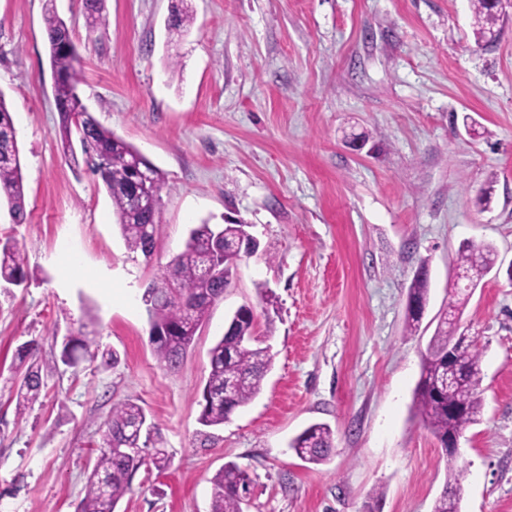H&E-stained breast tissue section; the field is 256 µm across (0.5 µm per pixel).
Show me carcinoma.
I'll return each instance as SVG.
<instances>
[{
  "mask_svg": "<svg viewBox=\"0 0 512 512\" xmlns=\"http://www.w3.org/2000/svg\"><path fill=\"white\" fill-rule=\"evenodd\" d=\"M173 4L168 29L178 35L193 24V14ZM104 0H84L92 27L106 24ZM476 29L475 41L484 42L488 31L499 20L490 0H472ZM50 63L55 73L54 97L58 107V130L63 153L76 158V149L93 153L98 159L94 174L99 177L112 201V213L129 253L150 259L154 241L148 236V225L160 224L164 180L152 168L153 182L149 190L156 204L138 207L131 191L138 173L130 160L140 152L112 131L100 125L93 116L77 128L76 116L85 108L78 89L75 50L66 22L54 11L46 18ZM0 198L5 199L14 224L26 221V205L19 148L13 117L0 95ZM239 224L224 225V251L216 250L215 226L197 224L191 229L184 251L170 265L174 278H162L153 286L145 304L149 315V342L157 360L167 368L176 367L213 304L224 293L222 278H232L240 258L230 251V244L241 234ZM497 264L494 248L487 243L466 241L458 249L457 267L469 268L477 280L491 272ZM28 279L27 258L10 237L0 240V284L21 286ZM429 283L427 274L415 275L408 294L406 329L415 332L421 321V310L427 306ZM96 330L79 331L63 343L60 359L64 364L76 362L74 353L83 350L95 358L90 346ZM465 331L454 317L443 314L421 359V374L415 392V407L425 426L430 429L443 452H448V439L460 434L480 420L481 399L478 396L480 353L476 341L463 342ZM24 367L16 384V414L21 418L36 403L43 387L42 372L53 368L38 358V344L29 342L18 352ZM269 347L255 338V315L238 308L228 319L224 336L210 350L209 375L201 392L200 421L205 426H219L238 409L256 398L271 365ZM96 463L80 501L79 512H115L119 501L131 491L134 475L143 466L163 470L171 458L162 446L157 428L148 422L144 408L133 400L115 404L103 424ZM334 447V432L324 423H315L289 443L295 454L314 464L325 462ZM448 474L444 488L436 498L433 512H460V500L452 492L460 489L464 470L456 458L447 456ZM252 483L249 475L234 463H227L213 479L211 512H243L242 504Z\"/></svg>",
  "mask_w": 512,
  "mask_h": 512,
  "instance_id": "obj_1",
  "label": "carcinoma"
}]
</instances>
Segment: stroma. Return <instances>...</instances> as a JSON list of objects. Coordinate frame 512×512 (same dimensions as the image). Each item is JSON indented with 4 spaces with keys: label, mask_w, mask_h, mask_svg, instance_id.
<instances>
[{
    "label": "stroma",
    "mask_w": 512,
    "mask_h": 512,
    "mask_svg": "<svg viewBox=\"0 0 512 512\" xmlns=\"http://www.w3.org/2000/svg\"><path fill=\"white\" fill-rule=\"evenodd\" d=\"M104 5L92 29L82 0H0V93L27 210L19 226L1 215L0 237L25 250L30 276L0 287V512H76L99 428L127 399L171 464L139 470L116 512H210L230 461L252 479L245 512H432L446 458L414 391L466 240L492 244L501 271L461 317L482 370L480 420L460 439L461 512H512V6L480 48L470 0H187L183 36L167 30L172 0ZM51 9L72 30L84 104L163 175L152 260L130 258L101 181L62 152ZM202 222L248 225L260 246L170 370L141 296ZM422 267L429 299L411 336ZM243 305L273 364L258 397L206 427L209 350ZM91 319L117 363L45 372L17 417L18 347L37 341L51 360ZM314 423L334 432L322 464L289 447ZM429 283L427 274L417 273L411 283L406 308V329L413 333L419 327L421 310L427 306Z\"/></svg>",
    "instance_id": "1"
}]
</instances>
